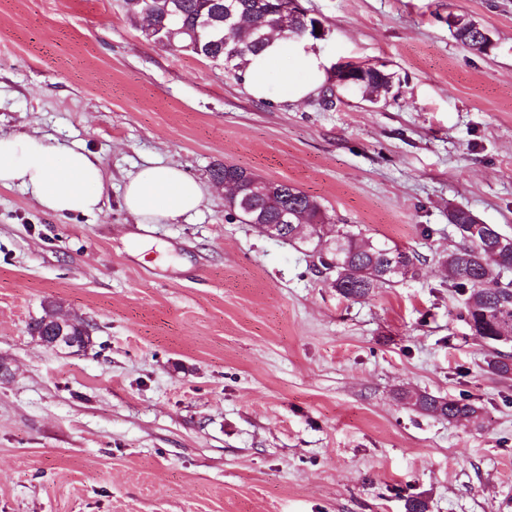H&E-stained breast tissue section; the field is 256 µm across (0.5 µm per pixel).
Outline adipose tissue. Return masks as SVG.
Wrapping results in <instances>:
<instances>
[{
  "label": "adipose tissue",
  "mask_w": 512,
  "mask_h": 512,
  "mask_svg": "<svg viewBox=\"0 0 512 512\" xmlns=\"http://www.w3.org/2000/svg\"><path fill=\"white\" fill-rule=\"evenodd\" d=\"M241 78L254 99L274 96L299 103L325 84L326 63L311 42L276 36L259 55L249 57ZM14 185L58 216L92 215L101 209L104 170L84 147H59L39 136L0 132V186ZM204 196L202 184L180 168L151 163L129 177L123 206L137 223H174L196 214Z\"/></svg>",
  "instance_id": "1"
}]
</instances>
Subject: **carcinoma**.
<instances>
[{
  "label": "carcinoma",
  "mask_w": 512,
  "mask_h": 512,
  "mask_svg": "<svg viewBox=\"0 0 512 512\" xmlns=\"http://www.w3.org/2000/svg\"><path fill=\"white\" fill-rule=\"evenodd\" d=\"M292 0H123V8L132 19L151 20L146 37L167 48H181L212 62L221 63L228 71L239 74L247 57L259 53L266 45L267 34L277 29L288 38L314 37L315 18L306 11L290 7ZM387 72L381 68L366 71L363 82L345 85L347 89H373L383 86ZM211 178L222 181L229 177L242 185L258 180L244 168L218 164ZM229 208L243 224H278L283 213L304 227L298 240L315 247L327 244L326 253L311 250L315 266L331 270L327 261H336L333 271L336 293L347 300L369 296L381 284L399 281L389 272L397 264L416 267L419 256L392 247L384 240H370L361 233L338 229L327 236L325 226L330 217L316 198L292 185L281 186V192L267 198H256L248 208L239 202ZM457 217L464 221L457 234L462 245L448 251L443 260L448 283L463 297L460 317L475 335L486 340L487 371L503 379H512V353L501 350L497 335L502 316L512 320V281L504 283L501 274L512 272V250L494 253L488 249L483 232L496 236L502 232L495 224H472L471 211L457 207ZM401 398L422 412L437 413L445 419L479 421L481 409L466 399H440L427 393L404 392Z\"/></svg>",
  "instance_id": "obj_1"
}]
</instances>
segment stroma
Returning <instances> with one entry per match:
<instances>
[{"mask_svg":"<svg viewBox=\"0 0 512 512\" xmlns=\"http://www.w3.org/2000/svg\"><path fill=\"white\" fill-rule=\"evenodd\" d=\"M329 67L393 76L377 100L252 98L222 64L147 40L122 0H0V130L78 144L102 206L61 218L0 187V512H512V381L485 370L442 256L449 208L512 235V0H301ZM452 14L494 40L457 43ZM180 167L200 212L139 224L130 173ZM321 202L417 253L347 300L296 245L235 218L210 170ZM84 352L28 332L47 301ZM469 399L478 422L402 392ZM448 27L455 31L456 29H464L469 32H480L484 37V48L488 52L494 45L493 38L488 29L482 26L480 23L472 19L469 15H449ZM474 33H458L453 34V37L463 47L478 53H485L482 48L481 40ZM213 180L222 181L224 177H229L240 182L244 187L251 181L261 180L252 172H247L246 169L227 164H218L212 167L210 171Z\"/></svg>","mask_w":512,"mask_h":512,"instance_id":"stroma-1","label":"stroma"}]
</instances>
